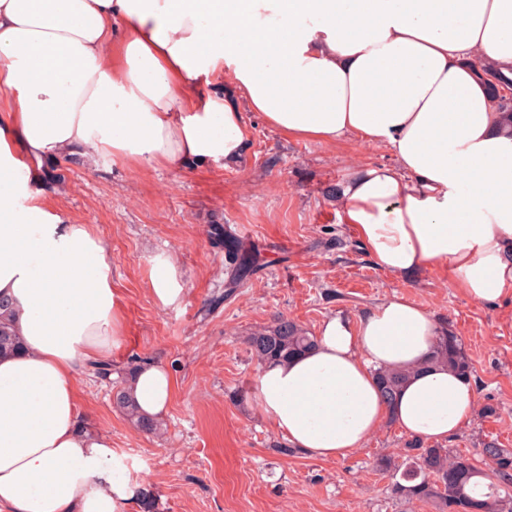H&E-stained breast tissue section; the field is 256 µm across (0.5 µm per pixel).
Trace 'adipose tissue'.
Instances as JSON below:
<instances>
[{
	"mask_svg": "<svg viewBox=\"0 0 512 512\" xmlns=\"http://www.w3.org/2000/svg\"><path fill=\"white\" fill-rule=\"evenodd\" d=\"M484 61L512 72V0H0V299L22 345L0 357V512H128L148 492L81 422L79 378L124 339L106 245L29 161L235 165L249 129L229 82L285 137L387 146L394 164L342 189L344 223L383 271L446 269L493 306L512 297V136ZM151 280L162 306L182 301L171 257ZM439 328L402 295L331 315L251 394L318 459L347 457L388 419L446 440L476 407L473 376L419 372L391 405L377 379L422 361ZM172 392L166 366H139L142 413L164 415Z\"/></svg>",
	"mask_w": 512,
	"mask_h": 512,
	"instance_id": "1",
	"label": "adipose tissue"
}]
</instances>
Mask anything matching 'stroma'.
Segmentation results:
<instances>
[{
    "instance_id": "35a3bbf8",
    "label": "stroma",
    "mask_w": 512,
    "mask_h": 512,
    "mask_svg": "<svg viewBox=\"0 0 512 512\" xmlns=\"http://www.w3.org/2000/svg\"><path fill=\"white\" fill-rule=\"evenodd\" d=\"M245 119L250 139L229 169L56 160L65 187L58 205L104 239L123 299L125 339L113 369L156 362L175 379L160 430L147 435L114 408L111 381L88 370L77 383L82 422L111 439L126 477L148 485L153 512H433L394 499L390 477L373 468L407 438L393 421L344 459L282 454L287 439L249 396L259 366L245 339L283 317L314 333L328 316H356L394 294L417 302L461 337L473 364L479 409L445 445L485 469L484 442L512 448V299L487 307L455 288L447 271L397 278L374 264L327 189L345 183L353 164H393L389 148L286 139L259 113ZM214 224L262 263L230 295L224 250L209 236ZM159 255L177 264L180 305L153 295ZM484 405L495 414L482 415Z\"/></svg>"
}]
</instances>
